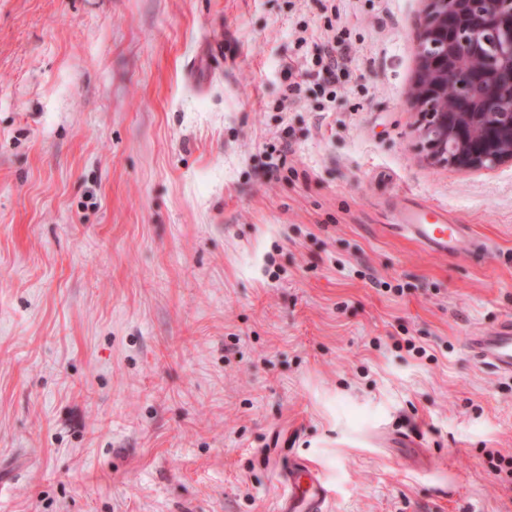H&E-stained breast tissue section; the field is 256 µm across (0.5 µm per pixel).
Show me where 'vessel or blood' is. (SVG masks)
<instances>
[{"label":"vessel or blood","instance_id":"obj_1","mask_svg":"<svg viewBox=\"0 0 512 512\" xmlns=\"http://www.w3.org/2000/svg\"><path fill=\"white\" fill-rule=\"evenodd\" d=\"M397 228L439 255L453 253L462 235L461 227L448 223L441 213L429 217L421 210L403 212ZM465 345L480 365L512 377V318L471 331ZM283 485L276 512H326L330 491L315 467L302 463L289 466L283 475Z\"/></svg>","mask_w":512,"mask_h":512}]
</instances>
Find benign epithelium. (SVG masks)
Wrapping results in <instances>:
<instances>
[{
    "instance_id": "1",
    "label": "benign epithelium",
    "mask_w": 512,
    "mask_h": 512,
    "mask_svg": "<svg viewBox=\"0 0 512 512\" xmlns=\"http://www.w3.org/2000/svg\"><path fill=\"white\" fill-rule=\"evenodd\" d=\"M415 108L432 156L464 170L512 162V0H426Z\"/></svg>"
}]
</instances>
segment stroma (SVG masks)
<instances>
[{
    "mask_svg": "<svg viewBox=\"0 0 512 512\" xmlns=\"http://www.w3.org/2000/svg\"><path fill=\"white\" fill-rule=\"evenodd\" d=\"M425 7L0 0V512H275L294 462L329 512H512L464 345L512 316V163L425 148ZM343 35L336 39L316 45L312 61L315 66H320L322 70L334 71L336 68L346 67L351 61L350 45L343 39ZM434 222L426 220L428 212L406 210L395 224L397 229L421 243L431 252L439 255L453 253L459 244L462 228L457 224H447L448 220L437 211H430Z\"/></svg>",
    "mask_w": 512,
    "mask_h": 512,
    "instance_id": "35a3bbf8",
    "label": "stroma"
}]
</instances>
